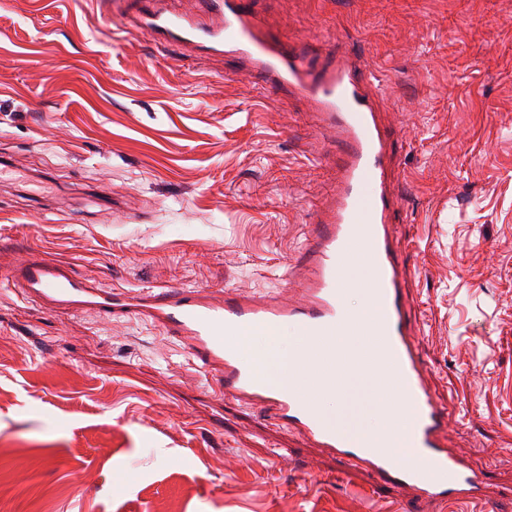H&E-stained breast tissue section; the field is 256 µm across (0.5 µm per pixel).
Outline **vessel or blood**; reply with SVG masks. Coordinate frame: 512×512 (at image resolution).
<instances>
[{"mask_svg":"<svg viewBox=\"0 0 512 512\" xmlns=\"http://www.w3.org/2000/svg\"><path fill=\"white\" fill-rule=\"evenodd\" d=\"M127 2L110 3L124 30L149 34L160 47L181 45L205 55H229L264 86L277 90L281 100L304 102L317 132L341 147L336 185L315 209L303 257L290 269L299 296L287 301L241 292L218 297L202 288L104 290L33 255L11 267L9 280L51 312L91 311L159 327L203 372L217 378L220 394L266 411L277 425L327 449L338 463L367 470L375 486L407 491L417 503L492 512L485 477L448 448L450 413L430 386L416 343L419 323L409 315L404 271L391 236L400 211L397 161L382 119V91L362 60L343 53L328 66L313 65L306 43L265 30L252 0H197V13L185 15L170 11L166 0H143L135 12L127 9ZM360 226L368 230L364 244L377 271L383 339L413 410V446L422 459L418 466L400 462L381 448L350 443L314 416L301 390L266 385L224 342L228 331L292 323L326 343L340 317L339 259Z\"/></svg>","mask_w":512,"mask_h":512,"instance_id":"vessel-or-blood-1","label":"vessel or blood"}]
</instances>
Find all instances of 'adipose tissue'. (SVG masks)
Wrapping results in <instances>:
<instances>
[{
	"instance_id": "adipose-tissue-1",
	"label": "adipose tissue",
	"mask_w": 512,
	"mask_h": 512,
	"mask_svg": "<svg viewBox=\"0 0 512 512\" xmlns=\"http://www.w3.org/2000/svg\"><path fill=\"white\" fill-rule=\"evenodd\" d=\"M304 333L284 326H260L235 332L232 339L238 354L262 381L291 387L296 369L304 359L301 351Z\"/></svg>"
}]
</instances>
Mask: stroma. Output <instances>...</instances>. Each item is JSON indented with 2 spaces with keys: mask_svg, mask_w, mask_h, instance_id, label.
<instances>
[{
  "mask_svg": "<svg viewBox=\"0 0 512 512\" xmlns=\"http://www.w3.org/2000/svg\"><path fill=\"white\" fill-rule=\"evenodd\" d=\"M384 89L393 226L451 446L512 512V0H254ZM340 149L230 58L157 49L91 0H0V512H449L222 397L138 320L55 314L33 253L98 287L280 293Z\"/></svg>",
  "mask_w": 512,
  "mask_h": 512,
  "instance_id": "1",
  "label": "stroma"
}]
</instances>
